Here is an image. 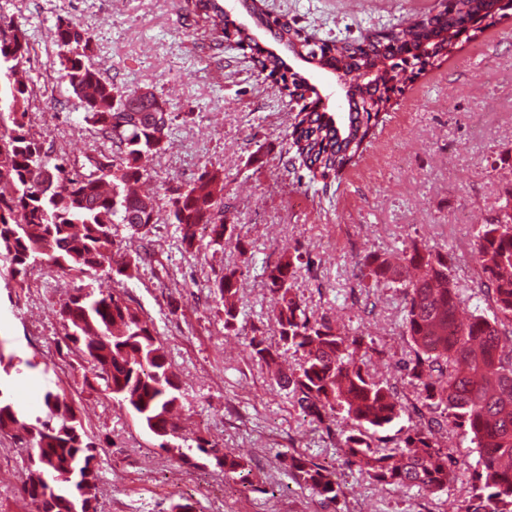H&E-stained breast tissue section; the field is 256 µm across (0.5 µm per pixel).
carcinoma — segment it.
I'll return each mask as SVG.
<instances>
[{"label":"carcinoma","mask_w":512,"mask_h":512,"mask_svg":"<svg viewBox=\"0 0 512 512\" xmlns=\"http://www.w3.org/2000/svg\"><path fill=\"white\" fill-rule=\"evenodd\" d=\"M453 7L428 13L405 28L354 42L309 43L288 21L274 36L357 80L396 56L422 66L448 54L475 24L496 20L503 0H452ZM191 36L223 52L224 15L212 0H192ZM59 49L58 79L78 101L83 121L103 149L88 158L85 171H68L65 160L46 150L32 132L29 112L37 99L33 81L23 80L34 51L26 26L0 16V256L15 283L44 267L73 279L105 275L120 285L134 277L147 257L124 245L119 228L145 237L159 223L156 199L136 185L151 176V162L166 151L175 115L159 95L106 80L92 63L93 31L66 15L50 28ZM382 74L352 93L353 112L342 127L312 105L296 113L286 130V152L298 159L310 180H335L358 156L377 122L383 96L391 91ZM166 106L161 112L155 102ZM167 220L177 225L180 247L219 251L234 241L240 263L254 262L236 225L224 222V174L203 167L191 182L170 191ZM471 250L485 281L478 293L490 311L462 296L448 256L412 243L388 256L369 253L361 263L365 288L392 289L402 297L403 335L408 357L397 362L415 401L406 402L391 384L368 372L374 341L337 329L308 312L295 280L303 268L300 251L263 263L261 279L269 296L278 344L299 356L283 371L265 330L254 326L250 357L266 367L293 403L336 438L342 466L384 485L416 487L429 494L445 490L458 472L474 468L476 483L461 512H512V224H483ZM224 310V333L238 334L241 289L238 267H223L208 278ZM67 351L87 365L105 395L125 406L160 440L159 447L181 459L197 451L215 461L224 478L251 484V469L174 421L181 393L163 343L150 317L122 290L99 295L75 289L58 310ZM0 381V431L17 432L28 448L22 493L38 512H84L81 482L97 468L98 444L77 416L65 392L46 388L44 414L20 413ZM399 425L393 436L383 431ZM444 427L470 437L476 466L467 456L440 446ZM291 478L323 500L344 495L335 471L301 454L288 458Z\"/></svg>","instance_id":"carcinoma-1"}]
</instances>
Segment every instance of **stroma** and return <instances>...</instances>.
<instances>
[{
	"mask_svg": "<svg viewBox=\"0 0 512 512\" xmlns=\"http://www.w3.org/2000/svg\"><path fill=\"white\" fill-rule=\"evenodd\" d=\"M440 0H262L270 16L290 21L316 42L353 39L412 22ZM0 13L25 23L35 42L27 65L42 89L31 119L46 147L82 163L100 142L82 120L76 100L57 80L49 30L65 14L96 34L93 57L103 76L120 85L150 87L170 100L178 118L167 151L151 164L161 198L190 182L202 166L224 172L229 223L256 261L309 252L298 295L316 316L372 337L370 373L413 397L396 363L408 351L402 299L379 292L366 304L360 262L370 252L392 254L418 241L446 253L458 283L475 285L473 235L495 223L512 190V10L481 24L435 65L416 68L368 139L336 181L310 182L285 167L290 114L279 84L262 73L253 53L220 55L189 38L194 21L185 0H0ZM328 95V112H348L344 91L327 70L287 57ZM179 232L161 220L147 240L151 260L124 289L133 307L153 320L181 386L187 428L242 456L254 489L238 490L200 453L181 461L162 450L125 408L84 381V362L67 353L58 309L74 288L109 292L111 279L83 281L35 271L24 286L0 277V350L54 369V378L81 412L100 445L98 512H167L184 496L196 512H457L472 494L470 471L448 490L377 486L341 465L334 442L305 417L249 355L248 335L225 337L220 300L209 297L212 270L239 263L233 244L223 251L184 252ZM241 323L274 333L269 299L257 272L241 290ZM0 432V512H25L20 492L27 455ZM297 451L335 467L343 497L324 503L293 483L284 453Z\"/></svg>",
	"mask_w": 512,
	"mask_h": 512,
	"instance_id": "obj_1",
	"label": "stroma"
}]
</instances>
